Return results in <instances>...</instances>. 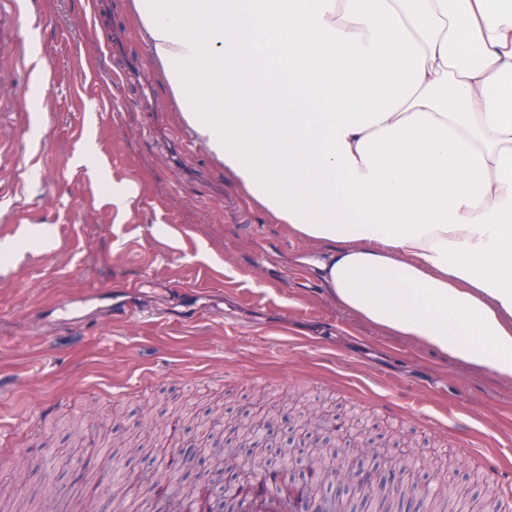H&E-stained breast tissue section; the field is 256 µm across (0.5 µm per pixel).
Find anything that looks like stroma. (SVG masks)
I'll return each instance as SVG.
<instances>
[{
  "mask_svg": "<svg viewBox=\"0 0 512 512\" xmlns=\"http://www.w3.org/2000/svg\"><path fill=\"white\" fill-rule=\"evenodd\" d=\"M28 0L38 26L0 11V142L37 157L0 247V505L57 512L107 500L115 472L159 454L114 451L113 435L158 424V445L191 456L195 418L320 398L397 457L426 455L421 483L464 504L507 502L482 465L512 473V384L357 322L299 259L309 246L242 190L189 131L130 24L132 0ZM28 44L39 82L12 66ZM135 185L128 209L113 189ZM136 316H113L123 287ZM96 296L85 320L50 311ZM461 463L445 472L448 460Z\"/></svg>",
  "mask_w": 512,
  "mask_h": 512,
  "instance_id": "1",
  "label": "stroma"
}]
</instances>
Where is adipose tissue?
Segmentation results:
<instances>
[{"label":"adipose tissue","instance_id":"obj_1","mask_svg":"<svg viewBox=\"0 0 512 512\" xmlns=\"http://www.w3.org/2000/svg\"><path fill=\"white\" fill-rule=\"evenodd\" d=\"M160 83L328 297L512 382V0H133Z\"/></svg>","mask_w":512,"mask_h":512}]
</instances>
